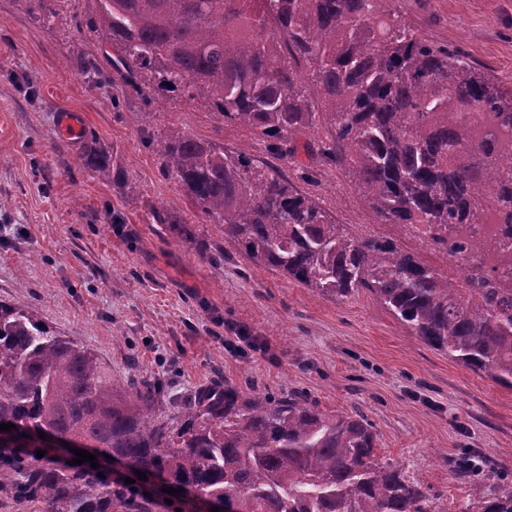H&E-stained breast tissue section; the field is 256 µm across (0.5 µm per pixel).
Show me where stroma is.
I'll use <instances>...</instances> for the list:
<instances>
[{"instance_id":"obj_1","label":"stroma","mask_w":512,"mask_h":512,"mask_svg":"<svg viewBox=\"0 0 512 512\" xmlns=\"http://www.w3.org/2000/svg\"><path fill=\"white\" fill-rule=\"evenodd\" d=\"M381 4L512 90V0ZM94 7L0 0V302L37 307L111 376L155 382L167 420L227 383L301 392L332 414L360 410L379 458L426 476L448 512L512 483V391L428 347L367 293L328 296L253 264L163 175L159 145L179 127L251 153L353 233L391 239L444 273L456 264L379 223L348 169L273 156L247 129L218 122L204 97L161 107L121 80L94 81L83 70L100 54L85 26ZM65 111L82 118L76 137L59 130ZM93 141L109 154V179L80 162ZM156 210L168 223H153ZM466 450L484 467L462 481L448 461Z\"/></svg>"}]
</instances>
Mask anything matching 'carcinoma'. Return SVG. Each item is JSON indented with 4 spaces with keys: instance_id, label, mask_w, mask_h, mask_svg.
Returning <instances> with one entry per match:
<instances>
[{
    "instance_id": "1",
    "label": "carcinoma",
    "mask_w": 512,
    "mask_h": 512,
    "mask_svg": "<svg viewBox=\"0 0 512 512\" xmlns=\"http://www.w3.org/2000/svg\"><path fill=\"white\" fill-rule=\"evenodd\" d=\"M103 62L141 95H205L218 121L290 156L330 128L324 159L349 166L382 224L423 229L456 276L393 241L350 233L276 167L170 129L162 170L257 266L324 294L370 293L428 346L512 390V92L417 37L380 0H93ZM83 164L101 179L102 147ZM156 387L128 391L98 356L0 303V495L43 512H153L88 467L37 457L38 432L82 438L236 512H448L421 479L381 464L374 426L307 399L226 384L154 420ZM461 512H512V486Z\"/></svg>"
}]
</instances>
